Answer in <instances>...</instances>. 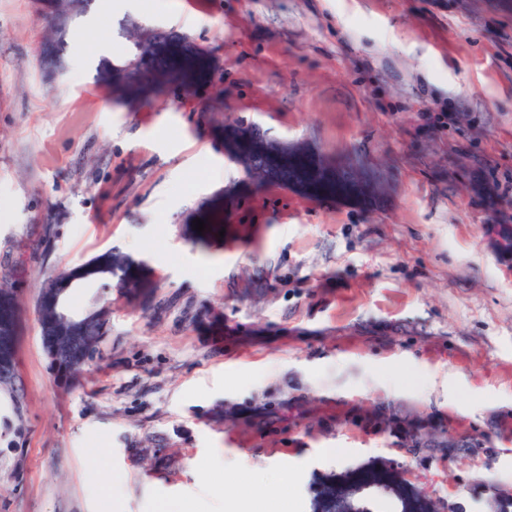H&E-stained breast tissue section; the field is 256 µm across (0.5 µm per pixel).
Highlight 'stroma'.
<instances>
[{
    "label": "stroma",
    "instance_id": "stroma-1",
    "mask_svg": "<svg viewBox=\"0 0 512 512\" xmlns=\"http://www.w3.org/2000/svg\"><path fill=\"white\" fill-rule=\"evenodd\" d=\"M125 24L187 35L218 86L116 104L97 65L129 56ZM50 26L0 0V512H311L377 466L437 512H512V0H92L54 66ZM228 126L371 202L257 181ZM217 201L225 235L198 241ZM107 250L147 287L72 293L111 313L59 376L40 293ZM16 343H15V316L1 311L0 315V407L3 401L14 415L19 418L17 401V389L13 380L16 378L15 368ZM2 377V378H1Z\"/></svg>",
    "mask_w": 512,
    "mask_h": 512
}]
</instances>
